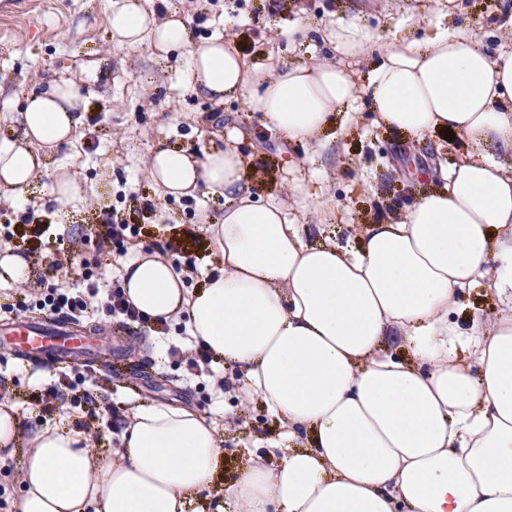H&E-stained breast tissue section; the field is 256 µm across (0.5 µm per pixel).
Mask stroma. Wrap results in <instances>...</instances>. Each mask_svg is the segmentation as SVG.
<instances>
[{
    "instance_id": "obj_1",
    "label": "stroma",
    "mask_w": 512,
    "mask_h": 512,
    "mask_svg": "<svg viewBox=\"0 0 512 512\" xmlns=\"http://www.w3.org/2000/svg\"><path fill=\"white\" fill-rule=\"evenodd\" d=\"M112 2L0 0V141L18 140L14 113L30 92L70 81L82 98L74 138L46 159L36 185L23 192L0 188V251L26 255L33 268L25 286L0 285V319L19 315L21 302L48 289L83 287L80 273L86 267L93 269L101 292L121 284L122 255L98 268L97 244L88 237L107 213L113 223L138 226L135 250L163 251L174 267L190 269V286L219 269L205 228L223 214L224 198L162 196L148 172L150 150L158 140L200 156L223 147L225 131L236 130L253 172L252 193L285 195L297 180L313 179L333 205L321 215L302 213L299 221L323 226L342 240L354 237L356 226L375 223L397 203L413 200L427 186V169L451 167L470 152L462 137L414 138L379 127L365 106L353 121L337 125L324 146L258 134L256 113L240 102L217 104L187 86L184 59H156L146 44L116 46L109 22ZM353 4L363 6V24L382 37L400 31L419 39L439 24L467 26L490 49L502 37L496 21L512 13V0H448L444 14L435 0H169L188 19L195 40L224 35L238 45L250 69L263 75L272 60L299 62L324 53L317 38L288 45L284 30L297 20L298 6H305L309 26L321 28ZM63 164L85 190L75 207L49 202L45 194ZM82 234L88 240L73 265L53 270L52 262L67 255ZM185 328L181 318L171 321L164 335L143 325L124 329L90 367L92 379L84 391L111 395L125 415L139 403L163 402L217 420L225 480L234 479L237 468L252 458L276 465L282 429L262 401H242L229 387L216 392L212 378L190 376L180 358L171 355V348L186 349ZM55 379L54 369L35 367L0 345V391L6 393L5 404L19 411L24 431H73L85 421V413L68 399L44 412L39 395Z\"/></svg>"
}]
</instances>
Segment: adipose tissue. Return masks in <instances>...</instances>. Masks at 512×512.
Returning <instances> with one entry per match:
<instances>
[{
  "label": "adipose tissue",
  "instance_id": "obj_1",
  "mask_svg": "<svg viewBox=\"0 0 512 512\" xmlns=\"http://www.w3.org/2000/svg\"><path fill=\"white\" fill-rule=\"evenodd\" d=\"M119 0L116 46L147 43L186 59L182 77L221 102L242 101L261 127L318 142L367 102L378 122L415 137L453 130L484 156L464 159L358 246L311 236L291 210L254 197L238 135L204 157L157 142L149 172L164 194L223 193L207 228L220 268L188 289L172 263L140 253L122 266L128 301L150 319L186 317L192 341L244 375L288 446L276 467L254 461L224 483L214 420L185 407L133 408L111 457L66 429L23 435L0 405V462L28 443L19 512H187L201 492L231 512H512V44L488 53L473 32L436 27L425 40H385L357 19L320 29L330 59L261 76L224 37L197 42L186 19ZM369 60L365 83L348 67ZM80 96L64 82L15 114L25 143H0V186L23 190L41 148L72 140ZM489 283L490 322L452 321L465 286ZM396 345L389 353L388 345Z\"/></svg>",
  "mask_w": 512,
  "mask_h": 512
}]
</instances>
